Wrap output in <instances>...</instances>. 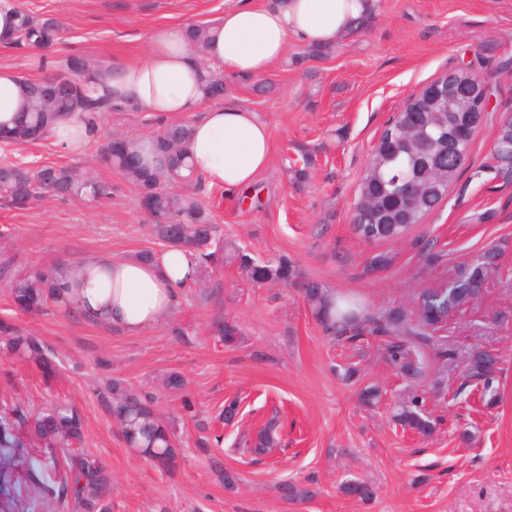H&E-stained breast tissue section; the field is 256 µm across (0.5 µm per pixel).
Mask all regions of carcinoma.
Instances as JSON below:
<instances>
[{
  "mask_svg": "<svg viewBox=\"0 0 512 512\" xmlns=\"http://www.w3.org/2000/svg\"><path fill=\"white\" fill-rule=\"evenodd\" d=\"M18 24L12 44L31 49H49L58 39L62 24L54 17L37 18L16 11ZM86 61L72 59L58 73L47 79L23 78L27 101L26 111L15 128L0 131V144L18 146L35 143L47 137L60 120L79 116L89 122L98 121L115 110L112 104L91 95L82 73ZM471 87L473 104L485 97L484 84L471 66L448 72ZM70 82L71 90L54 94L59 80ZM207 100L224 96V77L207 74L202 85ZM425 117L422 122L448 118V100L432 91H424ZM188 122L160 125L153 132V151L161 162L149 165L135 147V141L113 136L100 146L101 160L122 171L140 191L143 209L152 219L151 233L169 249L190 250L199 260L202 280L219 261L234 264L242 278L253 284L284 283L300 290L314 319L324 332L337 341L357 344L374 340L380 343L389 364L404 378L417 379L424 372L423 359L416 345L428 339L423 328L434 326L451 311L478 298L497 266L499 253L490 250L469 264L444 289L423 295L420 320L415 322L406 311L391 309L374 315L344 296H338L302 271L285 257L259 262L244 249L232 243L216 242V225L199 199L182 190L194 185L201 189L199 177L188 172L185 143L189 136ZM393 136L382 134L360 180L357 211L354 220L364 225L366 234L375 241H396L414 224L433 212L445 198L448 188L461 175V156L453 147L436 137H425L420 127L391 124ZM491 169L495 177L512 182V124L500 129ZM50 180L62 191L61 197L91 199L112 196V184L98 180L74 166L44 165L31 169L18 163L0 164V200L16 208H25L42 197L41 183ZM415 180L421 186L415 201L413 217L408 219L397 210L396 192L405 182ZM64 268L51 271L34 269L17 274L7 282V291L19 311L38 314L50 307L69 309L72 304L58 288ZM213 335L231 345L238 341L240 329L236 321L221 317L214 321ZM0 353L6 357L33 363L45 377H55L54 357L37 336L24 332L8 321H0ZM496 359L486 351L474 353L466 364L464 379L491 391L496 373ZM128 448L164 472L178 468L176 434L172 422L157 413L153 399L121 381L113 379L96 389ZM394 418L404 430L423 436L435 429L431 417L421 412L418 402L398 407ZM83 419L69 403H51L35 410L22 403L0 416V459L29 458L34 446L42 453L41 460L32 461L25 470V483L41 497L71 500L77 512H112L111 481L102 462L94 455L77 453L71 448L83 439ZM277 446V420L271 418L264 428L244 440L243 447L263 454ZM282 497L303 501L312 490L295 483L280 487ZM342 492L350 497L369 500L372 486L364 481H348Z\"/></svg>",
  "mask_w": 512,
  "mask_h": 512,
  "instance_id": "carcinoma-1",
  "label": "carcinoma"
}]
</instances>
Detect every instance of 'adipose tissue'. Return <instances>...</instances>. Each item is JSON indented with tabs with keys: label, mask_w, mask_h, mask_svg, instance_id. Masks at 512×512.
I'll list each match as a JSON object with an SVG mask.
<instances>
[{
	"label": "adipose tissue",
	"mask_w": 512,
	"mask_h": 512,
	"mask_svg": "<svg viewBox=\"0 0 512 512\" xmlns=\"http://www.w3.org/2000/svg\"><path fill=\"white\" fill-rule=\"evenodd\" d=\"M376 9L377 0H236L213 23V39L204 52L191 47L186 26H170L151 37L144 60L113 67L106 86L115 103L157 121L192 115L187 151L195 173L207 184L235 191L266 168L270 128L239 104H208L199 85L202 64L227 75L258 77L284 59L289 42L333 48ZM99 134V125L69 118L53 128L50 139L79 155ZM197 276L191 256L168 250L151 263L90 256L68 267L61 285L88 321L137 335L173 309L180 290L192 286Z\"/></svg>",
	"instance_id": "1"
}]
</instances>
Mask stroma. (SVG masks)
<instances>
[{
	"label": "stroma",
	"instance_id": "1",
	"mask_svg": "<svg viewBox=\"0 0 512 512\" xmlns=\"http://www.w3.org/2000/svg\"><path fill=\"white\" fill-rule=\"evenodd\" d=\"M10 7L58 18L53 46L59 62L80 57L105 68L143 57L148 39L176 24L212 23L231 0H7ZM473 64L492 94L462 174L446 199L407 236L366 243L352 227L360 179L393 114L425 84ZM224 95L268 122L273 135L268 167L258 176L259 205L244 192L210 188L203 205L224 241L268 260L288 257L309 278L381 315L393 308L418 318L421 295L447 287L488 249L498 269L478 299L428 328L418 350L423 381L397 376L378 342L331 340L299 293L284 284L243 281L231 264L183 292L177 306L151 329L131 336L78 313L56 309L29 316L13 306L0 282V319L41 338L55 352L59 374L45 380L32 363L0 354V408L55 399L75 405L84 422L83 449L112 477V512H512V183L488 168L499 128L512 116V0H379L364 26L318 54L289 44L284 61L256 78L225 76ZM135 108L106 114L103 134L137 139L156 129ZM90 144L74 156L49 140L0 146L7 159L36 168L78 166L110 182L112 196L47 197L18 210L0 204V263L14 272L76 264L86 256L161 254L151 236L138 190L97 159ZM309 156L304 176L291 160ZM489 211L485 224L474 213ZM440 254L429 263L420 242ZM378 254L389 266L369 274ZM233 318L241 329L227 346L209 332L213 320ZM453 359L440 357L441 348ZM498 360L494 396L463 378L470 354ZM351 366L353 380L337 372ZM187 381L185 395L168 392L166 373ZM119 379L152 395L157 411L176 420L178 469L164 473L127 448L94 391ZM379 386L380 404L358 401L360 389ZM194 414L182 417L183 397ZM419 398L436 423L422 436L393 419L397 405ZM237 400L231 424L218 415ZM282 423L280 444L260 458L237 449L271 415ZM469 439H462V432ZM239 477L226 491L213 459ZM363 480L371 500L344 495L340 486ZM301 483L314 495L285 502L280 486ZM0 512H75L71 503L36 498L24 484L0 490Z\"/></svg>",
	"mask_w": 512,
	"mask_h": 512
}]
</instances>
